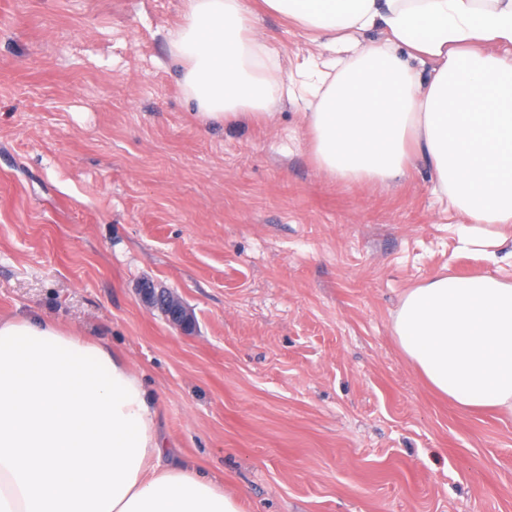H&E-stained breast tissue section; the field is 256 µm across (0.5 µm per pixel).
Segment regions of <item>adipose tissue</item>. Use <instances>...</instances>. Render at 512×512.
I'll use <instances>...</instances> for the list:
<instances>
[{"label": "adipose tissue", "instance_id": "ef3b65f1", "mask_svg": "<svg viewBox=\"0 0 512 512\" xmlns=\"http://www.w3.org/2000/svg\"><path fill=\"white\" fill-rule=\"evenodd\" d=\"M353 49L309 102L313 159L343 180L393 181L412 156L486 247H512V0H262ZM380 29V41L359 36ZM167 40L200 121L269 122L287 91L249 0H185ZM432 64L423 75V64ZM428 385L512 416V282L439 275L392 326ZM144 371L78 329L0 318V512H245L171 458Z\"/></svg>", "mask_w": 512, "mask_h": 512}]
</instances>
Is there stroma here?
I'll list each match as a JSON object with an SVG mask.
<instances>
[{
  "instance_id": "obj_1",
  "label": "stroma",
  "mask_w": 512,
  "mask_h": 512,
  "mask_svg": "<svg viewBox=\"0 0 512 512\" xmlns=\"http://www.w3.org/2000/svg\"><path fill=\"white\" fill-rule=\"evenodd\" d=\"M183 5L0 0V316L145 369L174 456L246 512H512V417L435 394L392 334L407 289L512 281V258L465 242L425 162L325 176L307 88L336 53L277 14L257 22L294 82L275 122L196 119L166 38ZM139 294L147 310H160L172 326L183 332L192 330L193 316L174 291L163 288L157 291L153 285L146 283L139 288Z\"/></svg>"
}]
</instances>
